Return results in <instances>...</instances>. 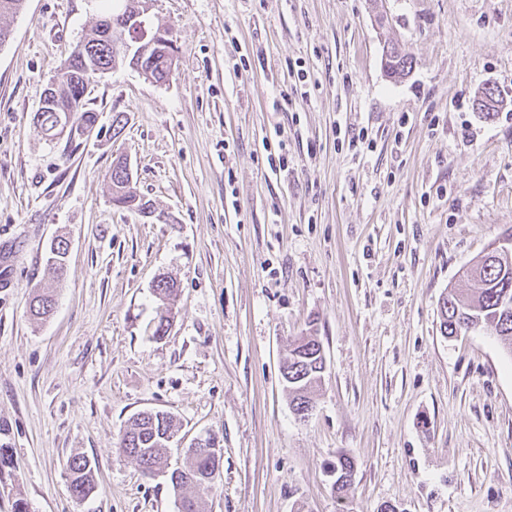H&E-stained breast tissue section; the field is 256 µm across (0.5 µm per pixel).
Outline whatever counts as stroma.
I'll list each match as a JSON object with an SVG mask.
<instances>
[{
	"mask_svg": "<svg viewBox=\"0 0 512 512\" xmlns=\"http://www.w3.org/2000/svg\"><path fill=\"white\" fill-rule=\"evenodd\" d=\"M104 12L25 0L4 20L0 445L16 469L0 512H178L168 479L117 451L148 410L174 418L170 457L218 437L220 478L196 490L207 512H512V354L443 336L438 314L512 227V0H152L171 75L96 80L94 132L67 154L33 116ZM393 42L414 57L397 81L381 64ZM487 86L492 115L476 108ZM346 127L371 148L348 147ZM119 155L150 214L113 206ZM165 276L179 292L156 339ZM42 288L56 305L36 321ZM300 336L326 358L305 421L282 379ZM74 454L97 481L83 501ZM342 454L355 473L339 495L327 466ZM70 474V491L79 500L89 498L96 489L94 469L83 455H73L67 461Z\"/></svg>",
	"mask_w": 512,
	"mask_h": 512,
	"instance_id": "1",
	"label": "stroma"
}]
</instances>
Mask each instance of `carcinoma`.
Here are the masks:
<instances>
[{
	"mask_svg": "<svg viewBox=\"0 0 512 512\" xmlns=\"http://www.w3.org/2000/svg\"><path fill=\"white\" fill-rule=\"evenodd\" d=\"M106 18L115 26L122 27L132 16L145 11V0H106ZM99 27H94L88 36L70 52L64 64L54 77L43 104L34 115V123L51 140L59 138V116L66 113L79 124H95L96 113L88 107L87 91L91 85L93 71L99 67L112 69V50L98 44ZM174 46L157 42L141 62V74L148 80L164 82L171 73ZM413 56L405 46L393 43L384 51V68L389 77L399 79L410 72ZM107 178L112 190V201L123 208L135 207L141 211L147 202L137 195L130 181L125 178L122 159L112 162ZM68 243L59 238L56 253L50 262L57 274L64 272ZM464 278L472 279L473 288H450L441 298L440 331L452 337L458 332L486 331L501 341L512 354V270L503 269L491 257L484 256L472 267L465 270ZM177 282L171 278L159 279L153 288L154 296L161 302L160 312L153 337L165 336L169 327L168 313L177 296ZM55 306V299L48 293H37L29 301L32 317H48ZM317 341L300 338V344L288 351L284 368L288 371V398L292 411L296 412L310 401V390L323 377V362L317 355ZM174 427L173 417L168 413L143 411L133 416L120 435L119 452L137 462L141 470L159 469L164 463L168 438ZM188 475H180V481L169 476L172 488L178 496V512H206L205 503L185 493L191 487L215 484L216 473L220 472L221 457L209 454L187 462ZM72 495L84 500L96 489L94 469L90 460L83 455H73L67 461Z\"/></svg>",
	"mask_w": 512,
	"mask_h": 512,
	"instance_id": "cac0c4a2",
	"label": "carcinoma"
}]
</instances>
